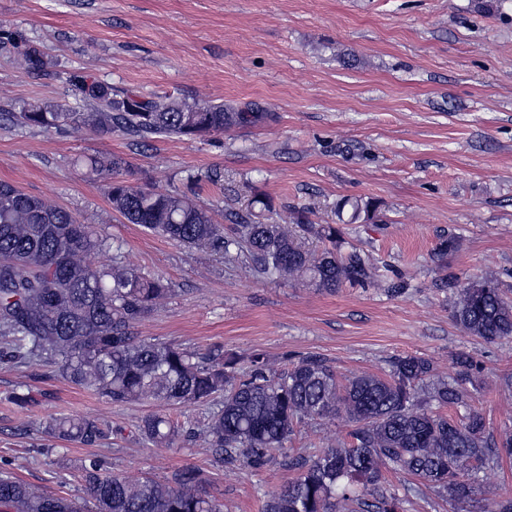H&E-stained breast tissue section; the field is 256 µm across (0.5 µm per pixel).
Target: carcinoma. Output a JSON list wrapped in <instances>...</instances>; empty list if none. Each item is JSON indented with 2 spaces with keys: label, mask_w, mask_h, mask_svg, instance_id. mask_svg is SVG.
<instances>
[{
  "label": "carcinoma",
  "mask_w": 512,
  "mask_h": 512,
  "mask_svg": "<svg viewBox=\"0 0 512 512\" xmlns=\"http://www.w3.org/2000/svg\"><path fill=\"white\" fill-rule=\"evenodd\" d=\"M18 50L27 72L45 76L51 60L21 32L0 29V50ZM75 112L62 103H35L1 112L21 128L57 131H118L134 140L152 136L203 139L237 125L260 122L264 113L222 104L166 97L161 100L112 91L91 77H68ZM110 179L112 211L130 224L188 250L231 261L245 252L255 275L301 280L334 291L379 281L378 267L364 251L336 250L339 231L315 224L305 211L281 217L271 201L255 193L243 212H230L229 230L210 209L174 189L156 193L131 181L127 161L116 155L95 162ZM370 201L343 199L340 224L374 218ZM309 236L327 241L306 248ZM114 252L112 265L93 267L90 252ZM112 237L82 224L66 209L0 181V362L48 368L52 376L114 405L149 402L154 409L138 424L143 440L168 447L201 437L221 465L261 470L281 457L295 477L265 495L262 512H404L406 499L385 486V473L401 472L442 499H470L481 473L512 458V431L494 434L485 416L469 409L459 419L444 409L467 404L483 366L472 356L454 358L455 375L437 376L434 362L416 354L387 360L384 373L340 380L324 358L308 354L273 368L264 354L200 353L139 335L138 326L171 292L159 278L124 264ZM453 320L464 333L493 343L512 339V299L492 276L462 282L454 277ZM9 401L33 403L16 386ZM210 408L197 430L171 416L179 406ZM343 417L346 437L334 446L304 454L286 452L295 428L306 421ZM45 433L87 447L110 439L112 426L99 418L51 419ZM80 477L93 512H223L202 489L193 467L170 480L146 477L136 483L108 472L97 456L84 458ZM0 512H83L76 501L34 491L12 473L0 471Z\"/></svg>",
  "instance_id": "carcinoma-1"
}]
</instances>
